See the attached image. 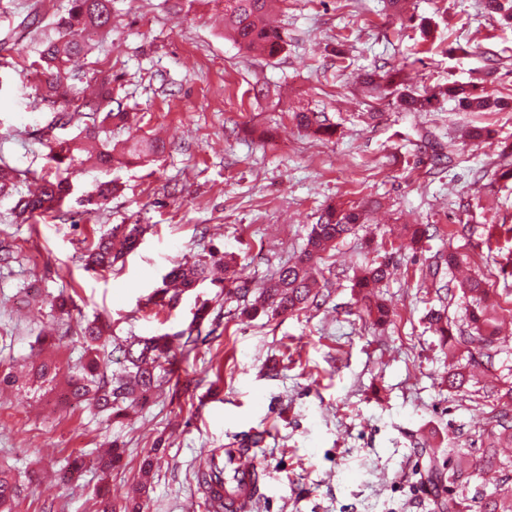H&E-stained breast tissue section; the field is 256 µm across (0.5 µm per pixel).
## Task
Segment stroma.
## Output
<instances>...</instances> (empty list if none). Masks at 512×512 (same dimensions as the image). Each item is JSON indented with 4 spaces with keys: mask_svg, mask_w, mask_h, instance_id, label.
Here are the masks:
<instances>
[{
    "mask_svg": "<svg viewBox=\"0 0 512 512\" xmlns=\"http://www.w3.org/2000/svg\"><path fill=\"white\" fill-rule=\"evenodd\" d=\"M52 2L47 14L38 0H0V162L23 172L45 166L47 135L82 129L56 127L58 108L42 97L35 62L71 7ZM223 12L217 0H112L110 32L73 72L84 83L109 77L113 105L130 113L112 142L156 133L164 152L107 172L76 167L73 200L33 224L15 223L11 200L0 201V238L22 246L0 268V371L20 376L0 388V468L35 478L14 512H119L132 496L144 512H202L199 466L247 443L265 472L257 512H438L418 450L444 461L460 448L479 467L489 404L449 393L448 352L428 320L444 307L465 327L471 298L437 293L422 271L455 251L463 264L445 282L484 281L507 348L470 387L512 385V179L500 177L512 166L502 153L512 109L468 112L449 99L404 112L392 96H369L360 75L383 65L418 90L457 81L512 100V23L486 15L483 0H404L398 13L386 0H277L288 41L267 58L231 40ZM302 109L325 113L333 135L299 127ZM474 126L492 139H469ZM434 145L451 164L431 166ZM108 180L119 190L107 208L79 213L77 198ZM331 203L370 213L331 251L317 305L248 318L205 284L176 308L148 306L175 259L213 245L246 275L270 277ZM135 223L147 231L122 270L82 269L86 238ZM406 224L433 235L409 246ZM382 254L393 265L383 287L391 317L375 326L352 279ZM62 290L75 306L57 318L49 302ZM206 300L221 313L218 334L181 355L145 407L110 418L65 400L66 366L83 353L66 327L101 316L122 340L171 334ZM48 360L56 377L32 386ZM106 443L122 450L114 469L60 478L64 459Z\"/></svg>",
    "mask_w": 512,
    "mask_h": 512,
    "instance_id": "obj_1",
    "label": "stroma"
}]
</instances>
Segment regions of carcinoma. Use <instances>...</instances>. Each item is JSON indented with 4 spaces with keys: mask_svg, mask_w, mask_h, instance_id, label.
Masks as SVG:
<instances>
[{
    "mask_svg": "<svg viewBox=\"0 0 512 512\" xmlns=\"http://www.w3.org/2000/svg\"><path fill=\"white\" fill-rule=\"evenodd\" d=\"M112 0H72L71 11L60 22L63 43L49 40L40 52V66L45 75L44 89L49 100L61 107L58 123L65 127L77 116L89 119L82 133L70 139L53 137L47 140L48 166L39 173L32 174L37 181L33 191H18L15 170L3 164L0 166V198H15L13 212L16 217L28 221L37 216H46L59 211L71 195L69 174L76 166L95 160L101 168L112 167L115 160L129 156L135 159L155 155L163 149L156 140L141 139L120 147L105 145L94 149L92 144L100 141V134L114 120H120L123 113L109 109L112 105V82L101 81L96 96L81 98L76 86L71 83L68 64L72 57L84 51L89 39L83 32L95 30L104 33L111 25ZM272 0H224V32L239 47L248 52H258L267 56L280 53L287 44V34L270 21ZM484 8L490 15H498L512 22V0H485ZM400 71L374 69L362 75V82L368 93L378 95L394 85L401 86L397 102L408 112L429 111L452 98L471 112H493L504 106V102L483 92L464 85L452 84L440 87L430 93L411 92L405 80L399 78ZM78 106H73L76 101ZM297 124L324 135L332 134V127L326 124L319 112L300 110L294 113ZM118 190L115 183L106 181L98 186L93 195L79 200L83 212L90 214L103 209ZM366 210L360 206L329 205L320 214L317 223L312 225L303 250L291 263L282 265L275 276L258 283L237 267L234 256L218 248L191 259L177 260L165 277V283H174L177 289L169 292L159 288L149 297L156 307L173 308L181 295L198 288L209 279L210 270L224 267V280L216 284L220 293L235 299L242 305L241 312L255 316L259 313L272 316L292 315L301 312L316 302L317 276L322 274L321 264L324 255L336 248L355 228L364 223ZM145 232L141 224H116L110 232L101 234L86 247L83 253L84 268L95 271H109L124 263L125 257L138 245ZM21 249L12 239H0V267H8L17 261ZM458 263L454 252L429 264L422 272L424 278L436 280L442 277L447 267ZM389 275V261L374 259L361 268L354 287L363 302L367 316L376 325L385 324L389 309L380 296L378 288ZM465 296L475 300L468 314L467 328H453L445 310H434L429 314V322L440 336L441 347L456 350L464 347L468 352L467 364L455 365L448 371V391L461 396L469 395L470 382L467 367H489L499 354L502 341L497 336L496 319L486 304L487 291L483 280L474 278L462 289ZM207 316V305L203 304L193 313L188 326L176 333L125 339L116 344L115 349L122 354V369L118 373L107 374L100 369L97 359L73 367L68 383V396L75 402H88L101 414L120 415L124 404L146 403L156 389L160 372L170 371L176 360L173 340H179L182 350L191 351L202 339V326ZM110 325L102 320H94L79 327L80 336L86 350L93 353L105 346ZM512 404V386L494 397L490 405V419L494 426L484 438L485 453L481 468L498 469L502 473L509 468L512 458L498 455L497 449L512 447V421L509 420V405ZM428 456L429 467L426 482L437 498L439 512H469V498L466 495L441 497L440 490L449 484L453 487H467L474 474L461 465L443 471L438 468V460L429 448L420 449ZM196 479L204 489L201 503L204 512H223L224 496L215 491L214 486L229 488L234 486L230 469L215 464V457L209 456L205 465L198 470ZM20 488L16 478L7 470L0 469V512H12V504L19 497ZM480 512H512V492H494L481 498Z\"/></svg>",
    "mask_w": 512,
    "mask_h": 512,
    "instance_id": "cac0c4a2",
    "label": "carcinoma"
}]
</instances>
